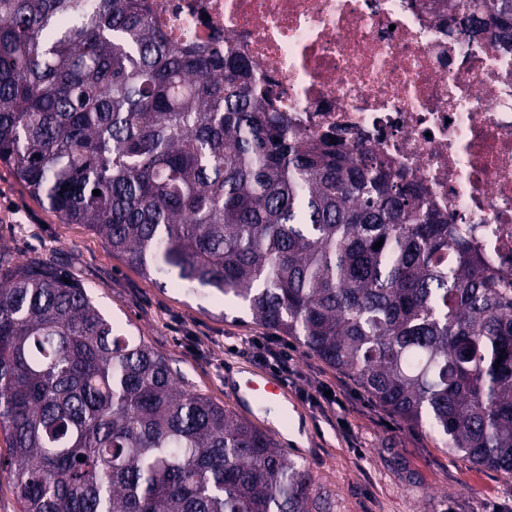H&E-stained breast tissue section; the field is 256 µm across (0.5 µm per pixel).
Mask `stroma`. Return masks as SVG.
Here are the masks:
<instances>
[{
    "mask_svg": "<svg viewBox=\"0 0 512 512\" xmlns=\"http://www.w3.org/2000/svg\"><path fill=\"white\" fill-rule=\"evenodd\" d=\"M0 251L47 264L89 289L101 311L168 358L189 390L270 434L309 472L329 512H512V476L476 466L445 439L376 403L348 375L294 338L252 322L243 305L204 288L163 287L129 267L84 224H64L0 164ZM284 350L280 419L268 402L241 408L247 372H272L260 353Z\"/></svg>",
    "mask_w": 512,
    "mask_h": 512,
    "instance_id": "35a3bbf8",
    "label": "stroma"
}]
</instances>
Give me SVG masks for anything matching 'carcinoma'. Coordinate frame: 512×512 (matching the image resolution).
Here are the masks:
<instances>
[{"mask_svg":"<svg viewBox=\"0 0 512 512\" xmlns=\"http://www.w3.org/2000/svg\"><path fill=\"white\" fill-rule=\"evenodd\" d=\"M479 4L512 35V0ZM251 68L171 44L146 0H0V163L144 276L243 304L512 475V278L416 181L289 133ZM0 432L21 512H324L268 433L185 388L86 288L2 252Z\"/></svg>","mask_w":512,"mask_h":512,"instance_id":"cac0c4a2","label":"carcinoma"}]
</instances>
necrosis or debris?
I'll return each instance as SVG.
<instances>
[{
  "label": "necrosis or debris",
  "instance_id": "4bbe7bcc",
  "mask_svg": "<svg viewBox=\"0 0 512 512\" xmlns=\"http://www.w3.org/2000/svg\"><path fill=\"white\" fill-rule=\"evenodd\" d=\"M180 45L231 46L289 131L349 135L512 275V44L448 0H148Z\"/></svg>",
  "mask_w": 512,
  "mask_h": 512
}]
</instances>
